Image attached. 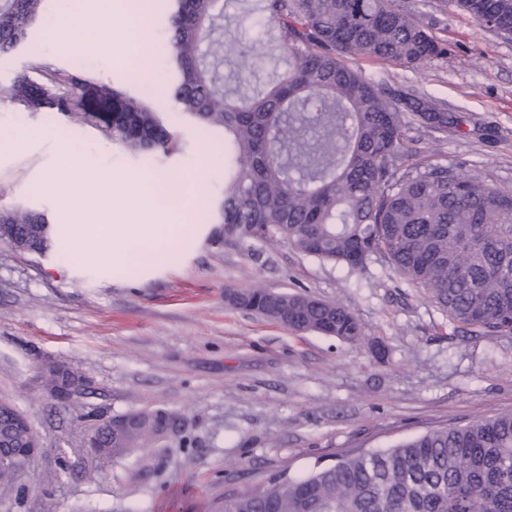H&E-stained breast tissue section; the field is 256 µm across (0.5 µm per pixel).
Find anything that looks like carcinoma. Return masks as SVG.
Instances as JSON below:
<instances>
[{
  "mask_svg": "<svg viewBox=\"0 0 512 512\" xmlns=\"http://www.w3.org/2000/svg\"><path fill=\"white\" fill-rule=\"evenodd\" d=\"M44 0H0V56L25 43ZM168 92L194 121L224 130L231 169L214 223L241 240H283L323 262L363 269L381 260L424 290L457 332L512 336V191L439 161L415 160L404 113L427 128L448 127L444 104L394 92L350 58L422 67L448 54L446 41L391 0H258L287 68L252 95L224 91V14L216 0H170ZM476 21L512 35V0H453ZM6 98L28 112L52 109L96 120L135 154L177 151V134L138 96L42 58ZM48 216L0 209V241L27 253L51 251ZM236 307L296 332L363 338L338 302L262 288L234 291ZM81 377L57 362L51 391ZM181 413L146 409L95 415L96 460L156 448L184 433ZM0 439L28 448L27 419L0 402ZM224 512H512V412L431 429L392 448L352 450L308 474L269 475L224 493Z\"/></svg>",
  "mask_w": 512,
  "mask_h": 512,
  "instance_id": "carcinoma-1",
  "label": "carcinoma"
}]
</instances>
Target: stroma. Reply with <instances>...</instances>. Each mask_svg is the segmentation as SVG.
<instances>
[{
  "mask_svg": "<svg viewBox=\"0 0 512 512\" xmlns=\"http://www.w3.org/2000/svg\"><path fill=\"white\" fill-rule=\"evenodd\" d=\"M448 42L445 57L419 70L360 59L364 75L443 101L460 127L441 132L412 123L417 158L436 159L489 184L512 190V37L475 21L452 0H398ZM255 0H228L224 9V87L262 88L273 67L241 59L263 47L267 28ZM57 0H44L47 18ZM34 26L29 47L0 57V85L27 72L34 57L70 69L91 57L96 80L133 94L149 93L152 109L173 128V155L134 154L93 125L45 109L26 112L0 102V133L16 123L64 132L0 161V209L37 210L52 224L79 213L40 192L44 171L72 180L73 164L88 161L117 172L200 173L207 206L224 189L223 165L201 170L204 148L221 151L224 133L187 118L151 87L172 81L168 11L153 0L144 19L147 49L139 73L120 52L94 53L111 39L101 25L61 38ZM95 252L64 266L60 251L40 257L0 242V399L26 416L43 451L17 497L0 485V512H223L224 493L259 483L284 469L307 474L349 448L381 449L442 426L512 411V337L453 334L445 314L422 289L378 261L352 270L302 255L282 241L202 234L173 265L148 274L96 276ZM303 292L340 302L364 327L354 345L291 332L229 305L224 293L242 288ZM70 364L91 385L64 410L37 378V360ZM145 408L179 411L188 444L149 448L98 467L83 451L90 413L107 416Z\"/></svg>",
  "mask_w": 512,
  "mask_h": 512,
  "instance_id": "obj_1",
  "label": "stroma"
}]
</instances>
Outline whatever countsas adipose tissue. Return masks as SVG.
Returning a JSON list of instances; mask_svg holds the SVG:
<instances>
[{"label": "adipose tissue", "mask_w": 512, "mask_h": 512, "mask_svg": "<svg viewBox=\"0 0 512 512\" xmlns=\"http://www.w3.org/2000/svg\"><path fill=\"white\" fill-rule=\"evenodd\" d=\"M147 0H60L57 24L61 27L100 24L128 37L127 58L139 56L142 42L133 40L148 9Z\"/></svg>", "instance_id": "ef3b65f1"}]
</instances>
